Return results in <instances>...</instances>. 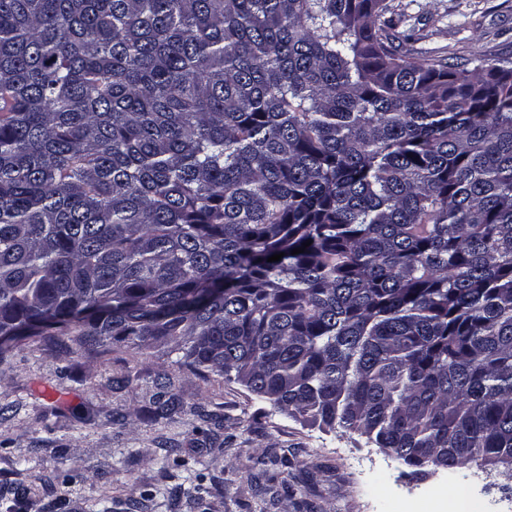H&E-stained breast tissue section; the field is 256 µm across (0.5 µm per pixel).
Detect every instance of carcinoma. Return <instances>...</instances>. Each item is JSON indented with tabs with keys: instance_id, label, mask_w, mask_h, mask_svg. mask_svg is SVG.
<instances>
[{
	"instance_id": "obj_1",
	"label": "carcinoma",
	"mask_w": 512,
	"mask_h": 512,
	"mask_svg": "<svg viewBox=\"0 0 512 512\" xmlns=\"http://www.w3.org/2000/svg\"><path fill=\"white\" fill-rule=\"evenodd\" d=\"M387 11L0 0V360L169 344L416 474L512 472V59Z\"/></svg>"
}]
</instances>
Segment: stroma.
Wrapping results in <instances>:
<instances>
[{"label": "stroma", "instance_id": "stroma-1", "mask_svg": "<svg viewBox=\"0 0 512 512\" xmlns=\"http://www.w3.org/2000/svg\"><path fill=\"white\" fill-rule=\"evenodd\" d=\"M402 50L470 66L512 57V0H388ZM167 349L62 354L37 338L0 361V512H390L391 492L512 500L469 464L413 476L365 435L278 412ZM175 410L154 415L161 378Z\"/></svg>", "mask_w": 512, "mask_h": 512}]
</instances>
